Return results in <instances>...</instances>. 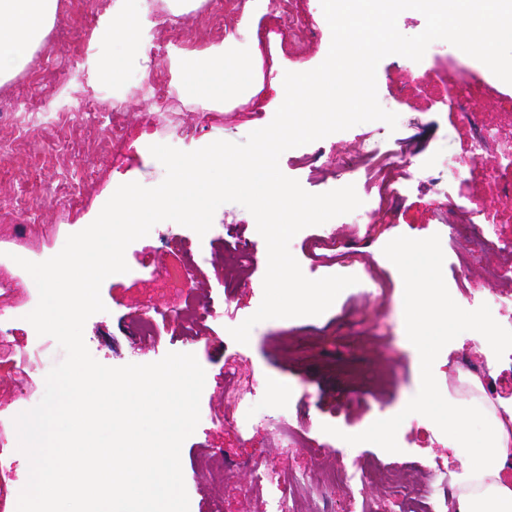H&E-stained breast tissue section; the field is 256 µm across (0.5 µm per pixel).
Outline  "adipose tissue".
<instances>
[{
  "mask_svg": "<svg viewBox=\"0 0 512 512\" xmlns=\"http://www.w3.org/2000/svg\"><path fill=\"white\" fill-rule=\"evenodd\" d=\"M56 10V0H0V83L25 66L35 36L46 26ZM232 72L236 88H247L252 81L251 66L233 59L227 45L209 46L194 61L191 78L211 87L216 101H223L226 90L213 82L216 70ZM448 440L454 458L464 466V476L456 496L455 512H512V482L501 473L512 458V434L503 423L485 427L473 436L469 402L448 403Z\"/></svg>",
  "mask_w": 512,
  "mask_h": 512,
  "instance_id": "1",
  "label": "adipose tissue"
}]
</instances>
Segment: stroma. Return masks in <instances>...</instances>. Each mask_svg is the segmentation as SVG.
I'll use <instances>...</instances> for the list:
<instances>
[{"label": "stroma", "instance_id": "obj_1", "mask_svg": "<svg viewBox=\"0 0 512 512\" xmlns=\"http://www.w3.org/2000/svg\"><path fill=\"white\" fill-rule=\"evenodd\" d=\"M143 0H58L53 20L45 26L29 62L0 85V281L12 282L0 297L13 315L12 336L0 353L15 359L19 372L0 376V448L12 465L8 493L0 496V512H16L20 491L28 479V460L16 443L14 417L36 406L45 391V377L61 362L57 343H45L26 316L37 305L38 292L17 258L45 261L61 251L67 237L91 224L121 184L159 185L166 171L143 143L168 144L194 151L216 140L244 141L267 126L280 106L274 88L286 72H306L319 66L331 44V30L321 0H298V11L312 22L315 35L300 53L288 48L291 32L287 19L271 17L269 0H247L239 17L224 14V0H202L193 11L177 9L165 0L152 13ZM136 15L140 30L129 43L121 29L127 15ZM171 25L174 43L163 62L151 54L155 23ZM232 44L234 54L249 59L254 84L245 91L229 92L223 111L210 110V95L202 88L186 89L177 69L187 66L193 53L217 42ZM457 65V49L445 41L433 42L416 65L390 55L377 67L379 100L395 104L396 128L381 121L348 130L285 151L279 159L284 175L296 179L307 192L338 188L335 169L314 167L306 155L320 149L338 154L360 153L371 145L393 151L401 165L438 169L455 164L461 178L446 184L420 177L409 182L393 210L367 209L363 222L371 237L353 235L346 216L335 217L336 232L345 258L364 276L377 278L387 290L386 302L373 300L360 285L344 289L321 315L271 319L256 324L248 343L236 342L219 322L208 323L193 341L180 337V326L160 321L157 342L131 333L129 325L146 300L161 310L186 309L193 300L189 289L163 291L150 266L155 256L170 265L181 263L182 239H189L201 257V290L210 302L231 300L236 322L254 314L263 299L267 248L253 215L243 206H220L214 221L245 225L252 242V263L238 268L223 236L215 231L198 235L173 221L159 222L156 230L131 243L125 259L136 267L132 276H111L101 286L105 311L92 315L84 327V341L101 364L119 367L146 364L170 352L194 354L206 372L200 400L201 419L181 448V464L190 512H213L225 503L227 512H261L258 493L250 491L249 463L259 457L287 461L297 470L311 469L301 452L281 456L282 419L305 430L327 457H375L385 465L406 470L430 459L447 460V445L427 448L399 440V452L389 453L372 443L344 447L342 434H358L373 422L398 414L420 388V357L408 340L404 321V285L384 246L405 235L447 239V225L438 223L449 210L450 198L461 199L453 211L460 230L472 225L494 227L512 238V197L498 193L485 172L500 158L487 147L481 164L469 163L472 147L471 116L487 128L500 127L503 102L512 99V84L497 78L483 63L470 65L469 77L484 86L470 112L448 105L447 93L432 98L426 87L447 80ZM165 85L161 98H147L141 83ZM49 103L50 111L28 112L23 103L30 95ZM123 104L131 116L151 114L148 124H132L126 140L112 142V105ZM319 232L312 226L298 232L290 251L304 275L311 279L341 274L340 265L323 262L312 254L309 241ZM238 282L233 292L224 284ZM240 354L239 372L224 373L228 355ZM256 399L250 425L237 428L225 421L232 399ZM338 435L325 433V426ZM224 470L223 483L211 481V468Z\"/></svg>", "mask_w": 512, "mask_h": 512}]
</instances>
